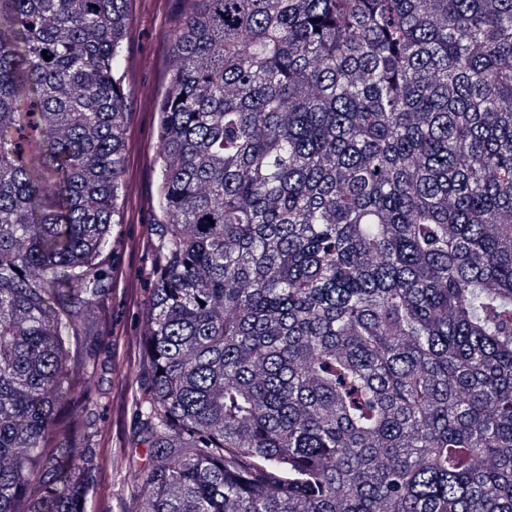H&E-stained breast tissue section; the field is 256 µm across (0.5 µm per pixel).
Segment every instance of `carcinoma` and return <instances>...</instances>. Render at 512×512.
<instances>
[{
	"instance_id": "1",
	"label": "carcinoma",
	"mask_w": 512,
	"mask_h": 512,
	"mask_svg": "<svg viewBox=\"0 0 512 512\" xmlns=\"http://www.w3.org/2000/svg\"><path fill=\"white\" fill-rule=\"evenodd\" d=\"M158 102L132 512H512V0H191ZM128 0H0V512H87ZM50 60H44L42 51Z\"/></svg>"
}]
</instances>
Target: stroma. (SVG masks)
<instances>
[{"label": "stroma", "mask_w": 512, "mask_h": 512, "mask_svg": "<svg viewBox=\"0 0 512 512\" xmlns=\"http://www.w3.org/2000/svg\"><path fill=\"white\" fill-rule=\"evenodd\" d=\"M191 10L189 0H130V32L125 43L123 74L128 112L126 178L132 195L110 262L112 277L102 305L106 326L102 353L95 362L91 401L79 408L85 429H103L112 438L102 452L112 466L98 473L88 512H130L127 475L148 469L145 447H134L130 404L142 393L148 365L141 354L143 302L149 294L152 264L148 246L159 221L153 198L157 190V105L166 90L176 37Z\"/></svg>", "instance_id": "1"}]
</instances>
